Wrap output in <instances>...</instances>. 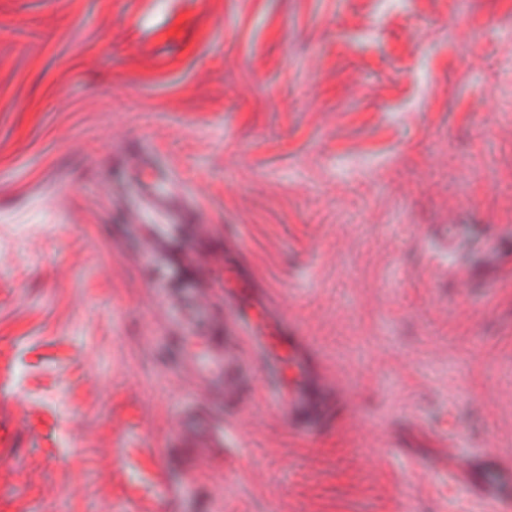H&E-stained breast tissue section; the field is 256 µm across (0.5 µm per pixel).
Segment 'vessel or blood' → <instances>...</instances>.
Here are the masks:
<instances>
[{
    "instance_id": "vessel-or-blood-1",
    "label": "vessel or blood",
    "mask_w": 512,
    "mask_h": 512,
    "mask_svg": "<svg viewBox=\"0 0 512 512\" xmlns=\"http://www.w3.org/2000/svg\"><path fill=\"white\" fill-rule=\"evenodd\" d=\"M169 174L155 166L141 171L136 212L153 217V232L144 240L143 251L158 250L167 239L182 230L185 205L175 203L168 191ZM270 312L263 307L242 306L232 292L224 294V347L217 350L216 367H203L207 377L220 378L225 399L236 397L254 376L264 377L266 409L296 429L310 430L322 421L326 403L335 393L334 383L316 373L318 355L307 337L299 335L292 322H282L275 335L257 334L255 322H267ZM180 438L203 439L207 447L224 445V424L220 421L186 417L178 431ZM512 482V472L486 480L473 491L474 512H512V499L501 492Z\"/></svg>"
}]
</instances>
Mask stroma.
I'll use <instances>...</instances> for the list:
<instances>
[{"label":"stroma","mask_w":512,"mask_h":512,"mask_svg":"<svg viewBox=\"0 0 512 512\" xmlns=\"http://www.w3.org/2000/svg\"><path fill=\"white\" fill-rule=\"evenodd\" d=\"M509 43L512 0H0V512H458L512 466ZM146 158L209 296L233 231L339 384L310 434L257 377L176 438L224 327L137 243ZM209 420L188 416L176 436L184 440L202 438L208 448L223 447L224 421Z\"/></svg>","instance_id":"35a3bbf8"}]
</instances>
